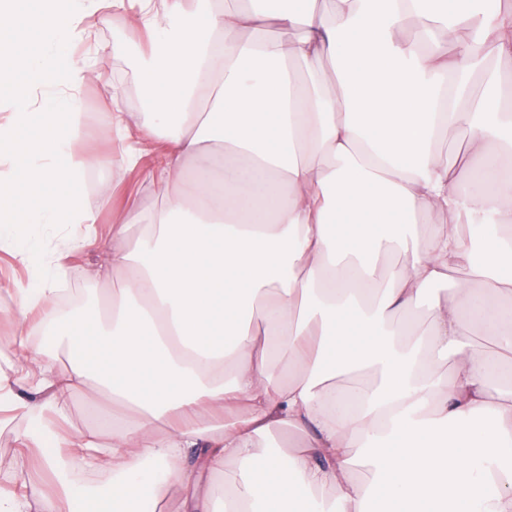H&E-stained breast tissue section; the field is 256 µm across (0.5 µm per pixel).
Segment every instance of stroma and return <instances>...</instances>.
Instances as JSON below:
<instances>
[{"label":"stroma","instance_id":"35a3bbf8","mask_svg":"<svg viewBox=\"0 0 512 512\" xmlns=\"http://www.w3.org/2000/svg\"><path fill=\"white\" fill-rule=\"evenodd\" d=\"M92 28L100 47L96 72L97 79L84 90L85 116L83 140L87 151L101 157L117 151L118 143L112 137V128L107 114L112 110V86L121 84L133 111H140L142 88L139 77L131 64V56L147 51L144 38L134 32L124 15L112 14L106 20L93 21ZM103 177L112 184V201L109 205L98 206L95 196H88L89 205L98 208V245L86 249L82 254L66 259V270L62 276L68 282L72 299L88 305L106 298L119 282L110 279L96 282L87 275L90 265L97 262L98 246L106 245L107 232L115 212L139 209L150 205V198L143 192L137 171L118 167L106 168ZM28 272L24 265L0 251V352L16 350L18 340H25L30 348L43 346L44 337L34 327L18 328L15 314V298L12 289L16 283L27 281ZM66 408L68 429L94 425L101 413L111 411L112 401L108 398H93L88 390L72 391L62 399ZM36 426L35 421L17 415L13 425L0 431V489H17L22 485L38 483L50 486L52 477L40 466L47 455V447H24L26 433Z\"/></svg>","mask_w":512,"mask_h":512}]
</instances>
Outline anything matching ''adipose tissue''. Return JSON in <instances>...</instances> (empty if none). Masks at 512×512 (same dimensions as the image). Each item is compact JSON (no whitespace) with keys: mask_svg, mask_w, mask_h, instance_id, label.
<instances>
[{"mask_svg":"<svg viewBox=\"0 0 512 512\" xmlns=\"http://www.w3.org/2000/svg\"><path fill=\"white\" fill-rule=\"evenodd\" d=\"M333 2L0 0V245L30 269L19 323L47 338L0 363V408L55 447L52 493L1 491L0 512H156L175 488L176 512H211L228 464L223 512H512V388L489 385L496 355L470 341L478 324L512 352V90H466L484 49L512 61V9ZM104 10L149 40L143 109L113 97L111 123L154 145L122 160L158 202L114 220L93 272L122 281L106 309L59 318L61 259L96 241L83 47ZM461 126L482 154L463 174L436 147ZM39 226L52 251L19 234ZM461 268L492 295L460 294ZM356 369L372 381L341 385ZM88 386L113 416L58 432L53 399ZM73 459L111 484L75 490Z\"/></svg>","mask_w":512,"mask_h":512,"instance_id":"obj_1","label":"adipose tissue"}]
</instances>
